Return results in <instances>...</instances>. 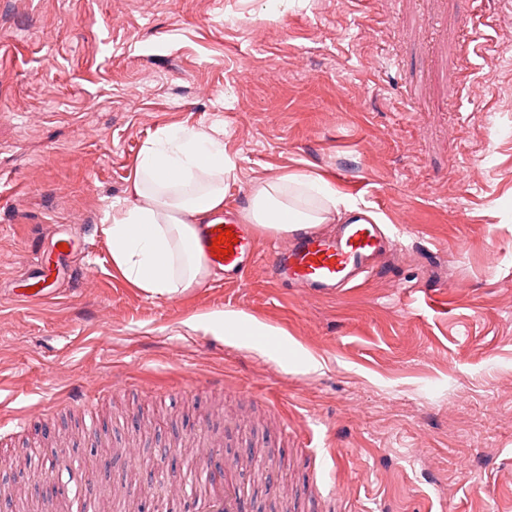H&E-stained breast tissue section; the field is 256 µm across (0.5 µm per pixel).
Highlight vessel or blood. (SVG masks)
<instances>
[{"label":"vessel or blood","mask_w":512,"mask_h":512,"mask_svg":"<svg viewBox=\"0 0 512 512\" xmlns=\"http://www.w3.org/2000/svg\"><path fill=\"white\" fill-rule=\"evenodd\" d=\"M231 231L232 250L215 251L213 242ZM389 239L379 225L362 213H354L333 236L311 234L294 237L287 249H273L267 262L277 280L324 294L347 286L386 247ZM200 246L210 266L223 270L225 278L243 280L245 266L256 258L248 225L227 220L204 225ZM246 502L234 480H225L219 491L199 496L196 512H246Z\"/></svg>","instance_id":"obj_1"}]
</instances>
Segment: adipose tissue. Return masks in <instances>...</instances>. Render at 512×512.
<instances>
[{
  "label": "adipose tissue",
  "mask_w": 512,
  "mask_h": 512,
  "mask_svg": "<svg viewBox=\"0 0 512 512\" xmlns=\"http://www.w3.org/2000/svg\"><path fill=\"white\" fill-rule=\"evenodd\" d=\"M236 180V163L218 133L159 130L138 156L132 199L112 210L106 232L115 268L137 288L170 298L208 280L199 233L202 225L223 222ZM353 211L325 178L298 171L254 184L238 220L260 234L314 232L344 223ZM207 321L218 335L250 339L262 353L272 349L271 328L245 313H214Z\"/></svg>",
  "instance_id": "ef3b65f1"
}]
</instances>
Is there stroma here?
Segmentation results:
<instances>
[{"mask_svg": "<svg viewBox=\"0 0 512 512\" xmlns=\"http://www.w3.org/2000/svg\"><path fill=\"white\" fill-rule=\"evenodd\" d=\"M368 7L0 0V512H43L49 485L69 512H193L199 432L238 458L248 512L299 486L332 512H512V0ZM170 126L223 130L227 212L322 174L395 247L334 296L272 277L285 234L255 235L244 281L135 288L107 215ZM40 252L51 297L19 303ZM224 311L287 351L199 321Z\"/></svg>", "mask_w": 512, "mask_h": 512, "instance_id": "obj_1", "label": "stroma"}]
</instances>
